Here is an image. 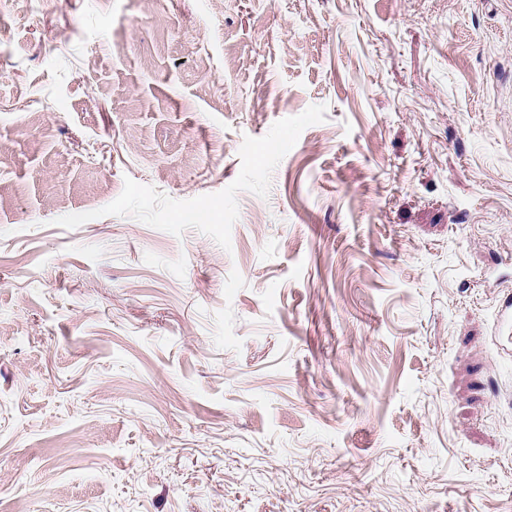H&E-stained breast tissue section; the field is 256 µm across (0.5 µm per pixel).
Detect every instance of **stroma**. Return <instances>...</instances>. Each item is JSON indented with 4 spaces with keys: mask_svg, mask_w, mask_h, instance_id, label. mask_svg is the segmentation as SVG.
<instances>
[{
    "mask_svg": "<svg viewBox=\"0 0 512 512\" xmlns=\"http://www.w3.org/2000/svg\"><path fill=\"white\" fill-rule=\"evenodd\" d=\"M0 21V512H512V0Z\"/></svg>",
    "mask_w": 512,
    "mask_h": 512,
    "instance_id": "stroma-1",
    "label": "stroma"
}]
</instances>
